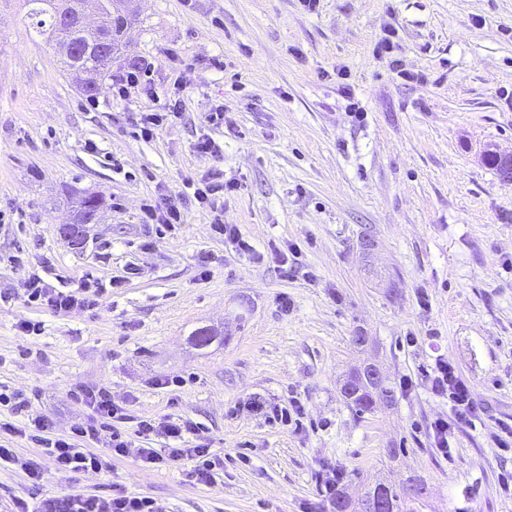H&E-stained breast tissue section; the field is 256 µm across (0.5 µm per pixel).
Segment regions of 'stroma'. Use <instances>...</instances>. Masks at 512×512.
<instances>
[{
    "label": "stroma",
    "instance_id": "stroma-1",
    "mask_svg": "<svg viewBox=\"0 0 512 512\" xmlns=\"http://www.w3.org/2000/svg\"><path fill=\"white\" fill-rule=\"evenodd\" d=\"M27 12L0 0V385L60 433L86 415L77 392L97 387L126 407L123 432L134 417L191 419L193 445L224 468L202 486L176 465L142 467L136 449L171 442L135 438L108 473L47 462L34 484L0 466V512L116 484L163 512H317L329 467L353 496L421 476L416 512H512V449L495 443L512 425V181L484 160L512 153V0H141L127 51L154 99L118 94L119 65L87 97ZM388 32L395 67L375 51ZM173 92L180 118L141 139L138 113ZM207 135L217 155L193 151ZM216 170L237 185L225 223L261 252L297 245L289 273L225 248L188 201L180 229L143 248V205ZM89 192L106 199L99 223L65 236ZM45 257L54 285H120L92 313L31 308L13 291ZM24 319L42 334H22ZM203 328L217 335L194 346ZM438 355L484 411L451 454L431 432L448 403L424 386L361 418L340 394L362 362L395 385ZM250 397L299 399L301 430L238 410Z\"/></svg>",
    "mask_w": 512,
    "mask_h": 512
}]
</instances>
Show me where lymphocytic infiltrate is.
Segmentation results:
<instances>
[{
    "label": "lymphocytic infiltrate",
    "instance_id": "f902f5d3",
    "mask_svg": "<svg viewBox=\"0 0 512 512\" xmlns=\"http://www.w3.org/2000/svg\"><path fill=\"white\" fill-rule=\"evenodd\" d=\"M187 186L192 189L199 208L211 213L213 234L238 254L256 255V248L238 226L225 223L223 219L221 201L225 193L233 191V183L225 181L223 173L216 171L206 178L188 181ZM20 288L25 302L46 307L57 314L98 309L104 296L100 286L88 283L82 291L74 292L51 284L35 272L21 282ZM422 379L431 394L448 402L449 417L436 419L431 429L436 448L442 453H450V437L458 427L475 426L481 419V409L470 386L458 376L447 359L436 357L423 369ZM82 403L88 414L68 435H55L51 423L45 419L32 418L21 424L0 421V464L17 467L32 482L42 480L43 468L39 461L19 456L15 449L3 444L5 438L21 437L41 448L57 472L67 475L110 472L113 458L124 456L130 446L126 436L114 425L115 420L123 418L124 410L102 387L87 390ZM138 457L146 467L183 465L189 481L200 485L212 484L219 466L218 461L210 458L208 449L198 446L180 448L175 445L163 455L147 447L139 449ZM13 512H162V509L155 499L145 495H128L121 491L86 495L63 491L34 502L16 499Z\"/></svg>",
    "mask_w": 512,
    "mask_h": 512
}]
</instances>
